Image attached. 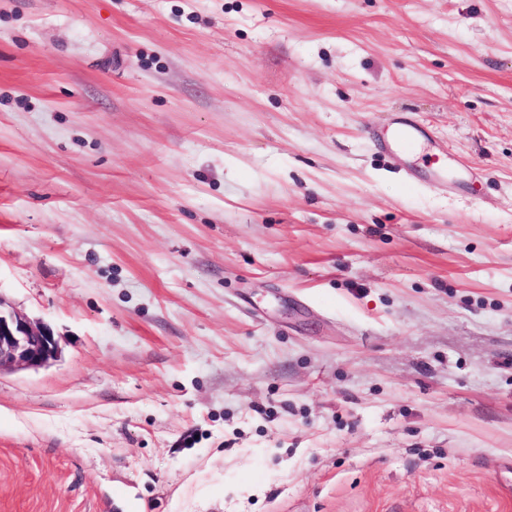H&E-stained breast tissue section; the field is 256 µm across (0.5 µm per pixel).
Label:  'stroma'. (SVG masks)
<instances>
[{
    "instance_id": "35a3bbf8",
    "label": "stroma",
    "mask_w": 512,
    "mask_h": 512,
    "mask_svg": "<svg viewBox=\"0 0 512 512\" xmlns=\"http://www.w3.org/2000/svg\"><path fill=\"white\" fill-rule=\"evenodd\" d=\"M0 297V512H512V0H0ZM57 353L58 342L47 324L6 309L0 297V373L40 368Z\"/></svg>"
}]
</instances>
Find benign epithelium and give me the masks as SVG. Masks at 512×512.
I'll return each instance as SVG.
<instances>
[{
  "mask_svg": "<svg viewBox=\"0 0 512 512\" xmlns=\"http://www.w3.org/2000/svg\"><path fill=\"white\" fill-rule=\"evenodd\" d=\"M58 353V342L45 323L33 322L0 299V372L37 369Z\"/></svg>",
  "mask_w": 512,
  "mask_h": 512,
  "instance_id": "obj_1",
  "label": "benign epithelium"
}]
</instances>
